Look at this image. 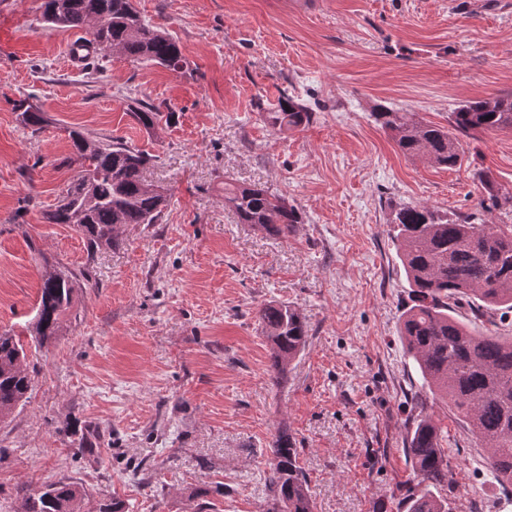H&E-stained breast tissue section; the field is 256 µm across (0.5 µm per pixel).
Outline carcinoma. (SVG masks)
Listing matches in <instances>:
<instances>
[{
  "mask_svg": "<svg viewBox=\"0 0 512 512\" xmlns=\"http://www.w3.org/2000/svg\"><path fill=\"white\" fill-rule=\"evenodd\" d=\"M44 22L52 28L85 31L86 43L103 55L114 51L173 72L188 66L176 38L142 18L132 0H44ZM21 125L38 131L43 113L21 101L14 105ZM133 119L154 133L171 113L138 100L130 104ZM376 124L391 133L410 158L453 168L463 160L459 136L477 137L489 130H512V94L468 101L454 108L449 127L426 123L411 112L378 105ZM313 110L284 95L268 121L283 129L305 127ZM73 156L64 164L80 167L78 178L59 204L47 211L48 224H69L81 232L90 252L118 244L126 224H156L167 197L152 190L144 174L154 156L112 138L89 139L71 133ZM480 208L512 218V191L485 173ZM224 204L240 223L271 236L288 234L302 222L299 210L263 187L224 183ZM393 239L411 288V304L402 314L400 340L418 364L424 385L454 408L487 453L494 480L512 497V337L490 330L479 336L459 309L467 305L475 318L494 326L495 313L512 311V224H476L470 215L448 217L426 205L394 210ZM88 273L46 266L34 318L25 326L30 340L43 348L56 339L61 318L70 310ZM262 331L270 346L272 367L286 370L306 347L309 330L291 305L269 303L260 310ZM26 344L13 330L0 332V421L24 404L31 387ZM442 428L426 403L405 439L418 477V489L404 498L406 512H450L449 502L434 493L448 485L450 464L441 445ZM299 450L281 431L273 441L265 471L272 508L267 512H312L308 478L299 465ZM18 512H79L83 494L68 480L53 482L35 495L20 488Z\"/></svg>",
  "mask_w": 512,
  "mask_h": 512,
  "instance_id": "obj_1",
  "label": "carcinoma"
}]
</instances>
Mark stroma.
<instances>
[{
  "label": "stroma",
  "instance_id": "stroma-1",
  "mask_svg": "<svg viewBox=\"0 0 512 512\" xmlns=\"http://www.w3.org/2000/svg\"><path fill=\"white\" fill-rule=\"evenodd\" d=\"M43 0H0V329L35 315L46 264L90 269L56 340L28 347L29 399L0 422V512L16 491L77 482L81 512H266L270 446L287 431L313 512H404L415 474L404 443L431 395L399 337L410 286L392 239L399 204L475 214L478 173L512 190V131L462 138L460 165L402 154L374 121L383 104L440 126L467 100L512 94V0H134L179 41L187 73L119 54L71 70L77 35ZM314 119L279 130L282 95ZM48 117L25 129L13 104ZM166 102L147 133L131 100ZM120 138L156 157L168 196L157 224H130L89 255L48 224L76 178L70 134ZM261 185L302 215L287 237L238 223L224 184ZM284 302L308 345L277 373L259 311ZM452 512H512L475 436L437 403ZM99 432L97 451L79 441Z\"/></svg>",
  "mask_w": 512,
  "mask_h": 512
}]
</instances>
